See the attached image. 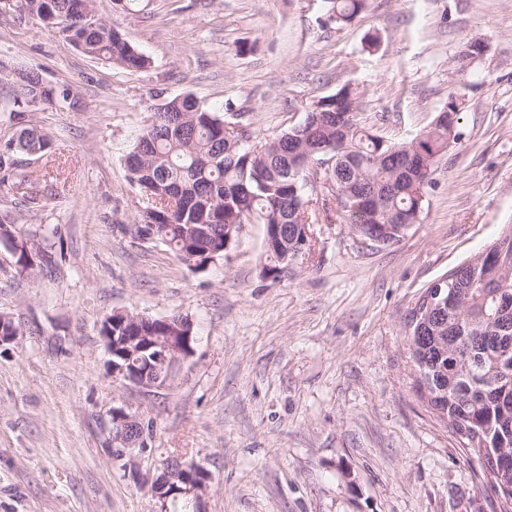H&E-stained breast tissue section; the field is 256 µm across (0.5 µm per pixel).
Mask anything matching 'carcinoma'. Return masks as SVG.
Returning <instances> with one entry per match:
<instances>
[{"mask_svg": "<svg viewBox=\"0 0 512 512\" xmlns=\"http://www.w3.org/2000/svg\"><path fill=\"white\" fill-rule=\"evenodd\" d=\"M365 0H330L328 20L352 22ZM19 14L60 29L84 54L131 70L150 67L148 57L129 45L109 20L97 15L95 0H16ZM39 74L13 80L12 134L0 140V190L43 207L56 196L61 172L52 166L41 174L30 170L32 156H46L48 136L31 125L27 113L57 97ZM163 111L145 127L126 156L129 181L147 205L136 217L135 234L145 240L150 227L163 225L157 239L192 270L201 272L226 255L240 225H265L273 278L298 256L310 252L314 221L308 214L336 211L360 237L380 238L383 245L400 241L419 222L424 200L413 185L432 183L434 164L448 150V127L438 119L404 142H391L363 126L357 93L344 85L312 102V121L262 137L246 113L230 119L203 106L191 93L163 101ZM326 157L324 189L307 193L310 161ZM0 240L15 242L23 270L48 262L35 234L9 216L0 215ZM407 345L416 378L429 389L425 405L433 418L459 436L465 455L470 438L492 433L494 447L512 456V225L469 262L458 267L452 304L424 310L407 323ZM147 336H172V326L156 317L142 323ZM494 490L512 485V467L482 474ZM186 484L166 489L172 512H193Z\"/></svg>", "mask_w": 512, "mask_h": 512, "instance_id": "1", "label": "carcinoma"}]
</instances>
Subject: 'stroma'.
<instances>
[{"label":"stroma","mask_w":512,"mask_h":512,"mask_svg":"<svg viewBox=\"0 0 512 512\" xmlns=\"http://www.w3.org/2000/svg\"><path fill=\"white\" fill-rule=\"evenodd\" d=\"M152 65L132 71L55 28L0 12V138L11 68L69 99L30 113L63 161L58 194L0 213L41 229L51 266L0 248V512H159L110 453V411L155 423L152 457L209 472L206 512H489L471 462L420 400L406 323L433 281L512 224V0H367L351 23L326 0H98ZM480 42L482 56L462 58ZM388 139L412 138L456 95L462 138L439 157L418 224L392 246L319 216L311 255L264 277L265 227L241 225L226 258L191 271L138 239L125 157L160 100L192 93L249 113L260 135L304 120L342 85ZM123 310L188 316L192 356L166 388L114 381L100 334Z\"/></svg>","instance_id":"1"}]
</instances>
